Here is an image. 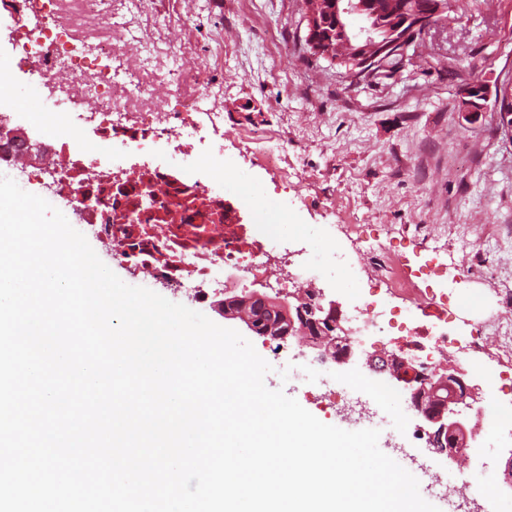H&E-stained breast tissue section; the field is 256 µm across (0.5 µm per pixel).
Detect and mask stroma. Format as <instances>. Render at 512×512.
Returning a JSON list of instances; mask_svg holds the SVG:
<instances>
[{"label":"stroma","mask_w":512,"mask_h":512,"mask_svg":"<svg viewBox=\"0 0 512 512\" xmlns=\"http://www.w3.org/2000/svg\"><path fill=\"white\" fill-rule=\"evenodd\" d=\"M449 16L429 55L374 86L304 52L301 0H153L148 13L131 16L129 30L157 25L180 47L177 65L209 60L222 89L225 153L238 155L245 130L284 148L285 176L268 171L259 153L247 173L303 200L304 232L333 225L366 283L375 267L346 227H384L412 269L428 265L455 282L450 319L466 334L490 307L512 319V142L492 116L471 125L460 112L467 83L492 88L512 77V0H451ZM250 341L276 388L343 427L318 396L283 381L294 345L274 355L262 338ZM500 402L501 427L481 428L463 470L468 486L500 484L512 456V398Z\"/></svg>","instance_id":"obj_1"}]
</instances>
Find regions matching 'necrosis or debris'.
Listing matches in <instances>:
<instances>
[{"label":"necrosis or debris","instance_id":"necrosis-or-debris-1","mask_svg":"<svg viewBox=\"0 0 512 512\" xmlns=\"http://www.w3.org/2000/svg\"><path fill=\"white\" fill-rule=\"evenodd\" d=\"M144 0H0V65L11 80L40 84L70 111L44 112L25 130L50 147L54 158L30 179L46 182L61 210L85 236L108 244L112 261L204 303L223 291L227 275L242 288L280 254L276 237L293 230L299 207L265 188L245 185L238 158L224 153V115L206 67L174 68L164 35L134 46L115 43L117 5L142 11ZM170 94L157 96L156 85ZM110 146L90 150L83 130ZM205 154L203 172L155 161L158 153ZM257 212L255 223L241 220ZM380 260L377 278L350 319L353 342L378 348L396 332L406 357L437 365L454 343L447 288L425 286L412 309L385 307L383 295L401 296L414 281L400 255L367 238ZM293 282L317 279L344 249L325 231L305 238Z\"/></svg>","mask_w":512,"mask_h":512}]
</instances>
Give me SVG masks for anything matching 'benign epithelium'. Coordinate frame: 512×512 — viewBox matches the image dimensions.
<instances>
[{
	"mask_svg": "<svg viewBox=\"0 0 512 512\" xmlns=\"http://www.w3.org/2000/svg\"><path fill=\"white\" fill-rule=\"evenodd\" d=\"M304 36L310 53L340 64L356 80L376 81L403 69L408 51L418 50L432 29L448 26V0H418L413 6L403 0H307L302 10ZM488 91L476 82L462 102V116L475 123L486 112ZM512 104V80L495 87L494 121L512 139V109L501 111L502 102ZM27 140L20 128L0 125V141L13 145ZM227 320L243 325L264 342L297 341L316 350L317 358H332L338 365L364 360L369 371L405 393L421 416L427 444L444 457L448 466L462 468L467 449L477 440V426L459 409L477 402V387L462 370L448 364L436 372L417 366L399 353L378 358L351 349L350 332L342 324L340 304L310 283L305 288L271 297L257 289L229 295L215 304Z\"/></svg>",
	"mask_w": 512,
	"mask_h": 512,
	"instance_id": "7a95c632",
	"label": "benign epithelium"
}]
</instances>
